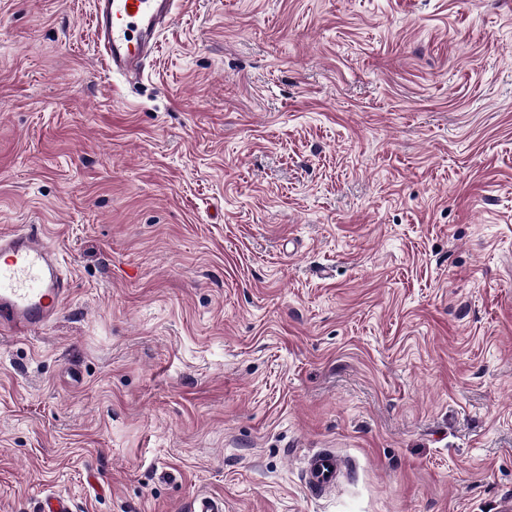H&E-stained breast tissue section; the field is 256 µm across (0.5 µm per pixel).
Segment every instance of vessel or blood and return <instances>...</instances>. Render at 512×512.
I'll use <instances>...</instances> for the list:
<instances>
[{
	"mask_svg": "<svg viewBox=\"0 0 512 512\" xmlns=\"http://www.w3.org/2000/svg\"><path fill=\"white\" fill-rule=\"evenodd\" d=\"M177 0H94L95 36L107 69L132 82L141 79L157 35L176 17ZM70 292L59 253L38 228L0 234V334L27 336L48 326ZM344 460L333 451L303 462L307 487L334 489Z\"/></svg>",
	"mask_w": 512,
	"mask_h": 512,
	"instance_id": "obj_1",
	"label": "vessel or blood"
}]
</instances>
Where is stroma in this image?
Returning a JSON list of instances; mask_svg holds the SVG:
<instances>
[{"label": "stroma", "mask_w": 512, "mask_h": 512, "mask_svg": "<svg viewBox=\"0 0 512 512\" xmlns=\"http://www.w3.org/2000/svg\"><path fill=\"white\" fill-rule=\"evenodd\" d=\"M30 225L73 292L0 334V512L512 499V0H180L133 85L92 0H0ZM344 468V459L333 451L316 452L303 462V474L307 487L315 492L336 487Z\"/></svg>", "instance_id": "stroma-1"}]
</instances>
